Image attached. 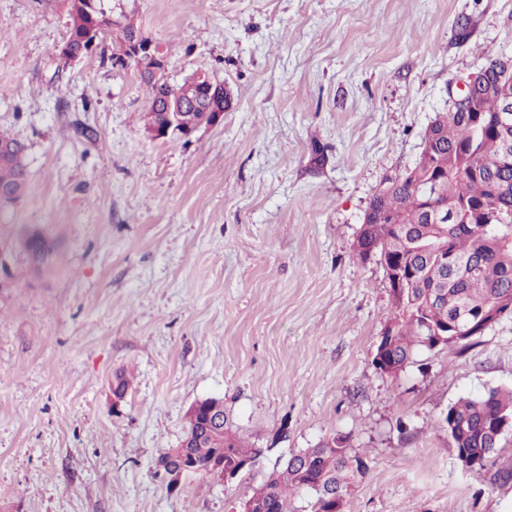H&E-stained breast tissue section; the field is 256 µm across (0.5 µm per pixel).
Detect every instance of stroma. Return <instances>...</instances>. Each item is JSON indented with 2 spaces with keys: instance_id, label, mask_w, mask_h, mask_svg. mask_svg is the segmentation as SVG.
Returning a JSON list of instances; mask_svg holds the SVG:
<instances>
[{
  "instance_id": "stroma-1",
  "label": "stroma",
  "mask_w": 512,
  "mask_h": 512,
  "mask_svg": "<svg viewBox=\"0 0 512 512\" xmlns=\"http://www.w3.org/2000/svg\"><path fill=\"white\" fill-rule=\"evenodd\" d=\"M69 4L0 0V130L29 179L0 212V512H234L333 435L370 459L344 512H512L493 479L512 427L473 475L442 424L459 398L512 390V314L382 374L390 288L355 253L449 87L512 56V0H104L170 84L205 73L231 95L219 122L163 139L116 39L60 57ZM30 230L55 247L39 273ZM206 398L260 454L169 491L155 462ZM135 32L141 34V31L133 24L129 23L125 25L121 30L120 43H122V38L132 35ZM143 37L138 35H134L133 37L129 36L127 40L124 41V49L128 52L126 58L134 63L140 72V76L142 73L147 72L152 73L155 77L160 74H165L166 64L161 50L153 41H150L148 37H144L146 40ZM111 59L114 60L116 65H120L121 67L131 66L132 64L120 53L113 54Z\"/></svg>"
}]
</instances>
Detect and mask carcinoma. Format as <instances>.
Instances as JSON below:
<instances>
[{
  "mask_svg": "<svg viewBox=\"0 0 512 512\" xmlns=\"http://www.w3.org/2000/svg\"><path fill=\"white\" fill-rule=\"evenodd\" d=\"M70 23L65 42L77 54L83 51V35L95 31L98 41L112 35V14L102 0H91L84 13L70 6ZM150 106L146 126L151 129L167 121L157 103L173 96L176 100L199 97L200 84L190 79L175 87L166 81L144 80ZM477 112H439L433 119L434 138L423 142L427 151L421 168L424 185L438 183L454 210L446 235L440 225L423 221V197L407 185L403 172L374 194L371 203L386 214L381 224L360 231L356 250L377 249L402 256L417 270L415 285L396 293L388 359L405 369L419 348L431 349V325L446 321L465 329L479 312L504 297H512V128L498 129L499 111L512 102V73L504 74L490 63L475 87ZM181 113L179 132L190 133L209 118L199 109L172 106ZM0 187L19 201L28 189L25 147L15 138L0 133ZM448 249V259L440 251ZM512 418V391L491 389L477 397L459 399L448 407L443 422L459 465L480 472L493 463L501 435L494 424ZM198 464L197 474L208 475L212 461L226 469H238L257 459L259 450L247 448L228 428L223 438L205 437L190 449ZM370 471L369 459L355 451L348 439L332 436L315 448H307L277 465L264 486L269 494L256 501L254 512H293L292 494L304 491L314 496L310 512H329L330 503L316 488L328 486L347 498Z\"/></svg>",
  "mask_w": 512,
  "mask_h": 512,
  "instance_id": "obj_1",
  "label": "carcinoma"
}]
</instances>
